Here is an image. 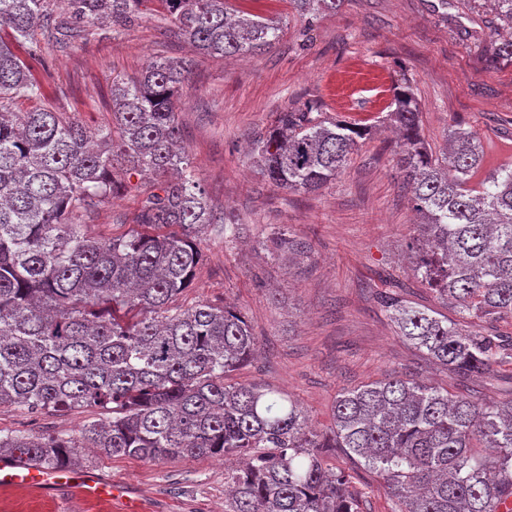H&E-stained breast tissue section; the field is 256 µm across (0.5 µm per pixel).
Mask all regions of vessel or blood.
<instances>
[{"mask_svg": "<svg viewBox=\"0 0 512 512\" xmlns=\"http://www.w3.org/2000/svg\"><path fill=\"white\" fill-rule=\"evenodd\" d=\"M0 486H24L38 492H52L64 486L91 499L105 497L116 500L126 493L124 484L105 476L88 475L76 481L67 469L35 468L13 458L0 459Z\"/></svg>", "mask_w": 512, "mask_h": 512, "instance_id": "vessel-or-blood-1", "label": "vessel or blood"}]
</instances>
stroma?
Returning <instances> with one entry per match:
<instances>
[{
	"label": "stroma",
	"mask_w": 512,
	"mask_h": 512,
	"mask_svg": "<svg viewBox=\"0 0 512 512\" xmlns=\"http://www.w3.org/2000/svg\"><path fill=\"white\" fill-rule=\"evenodd\" d=\"M238 10L275 21L270 49L222 61L196 56L164 35L158 0H143L125 29L96 30L67 50L42 43L31 65L53 105L86 126L112 118V79L134 78L153 57L191 60L179 102L182 140L196 177L216 210L238 223L233 241L222 225L201 237L202 260L178 302H228L246 315L260 353L235 371L239 383L290 394L312 425H331L341 389L397 369L478 400L512 398V364L466 384L397 336L378 302L398 286L401 297L445 313L402 258L413 235L410 192L396 174L393 133L380 121L392 91L410 83L422 106V132L441 153L451 125L479 138L482 173L512 165V65H492L483 47L501 42L488 8L470 0H344L336 12L300 17L289 0H235ZM315 101L324 117L373 127L344 170L320 190L299 194L270 184L247 155V142L278 112ZM133 197L107 199L87 218L92 236L131 223ZM283 227L310 249L293 261L272 259L271 228ZM96 410L57 414L0 407V435L78 437ZM76 475L126 483V502L87 499L62 490L0 488V512H224L225 463L206 457L150 461L77 451Z\"/></svg>",
	"instance_id": "1"
}]
</instances>
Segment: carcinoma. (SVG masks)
<instances>
[{"label": "carcinoma", "mask_w": 512, "mask_h": 512, "mask_svg": "<svg viewBox=\"0 0 512 512\" xmlns=\"http://www.w3.org/2000/svg\"><path fill=\"white\" fill-rule=\"evenodd\" d=\"M141 2L0 0V405L112 411L76 440L0 436V457L46 469L70 467L81 446L144 460L235 458L224 469L225 512H360L356 477L324 458L340 448L381 480L393 512H501L512 498V400L479 403L393 369L340 390L320 433L293 399L230 382L257 349L251 324L225 305L175 304L194 280L202 230L237 232L181 145L178 92L190 64L158 57L135 80L112 78V121L94 147L82 123L44 102L26 59L39 31L68 48L100 22L127 24ZM161 2L163 20L202 56L279 38L264 17L234 19L232 0ZM290 2L317 16L342 0ZM489 2L496 24L512 29V0ZM487 56L512 64V39ZM22 101L35 106L21 110ZM421 112L405 83L382 118L399 133L396 165L420 220L406 243L412 271L462 319L512 315V166L471 185L484 160L475 135L452 126L439 157ZM367 135L308 101L277 113L251 152L272 184L306 193L336 179ZM124 193L137 203L129 229L87 236L83 218ZM271 236L276 257L304 252L284 228ZM379 303L399 336L462 383L512 363V336L468 332L388 292Z\"/></svg>", "instance_id": "1"}]
</instances>
